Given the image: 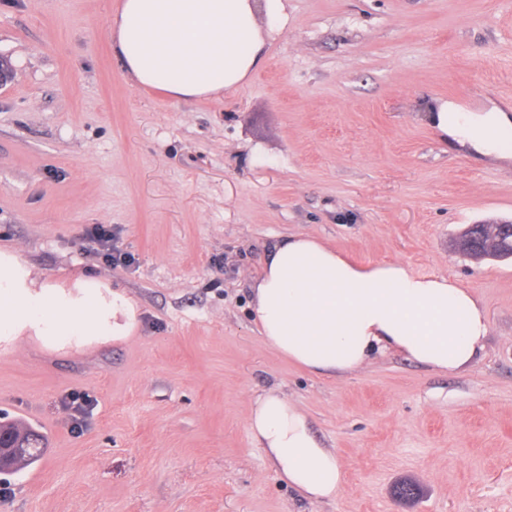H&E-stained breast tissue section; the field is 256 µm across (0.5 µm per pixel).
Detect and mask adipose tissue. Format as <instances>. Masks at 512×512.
<instances>
[{"label": "adipose tissue", "instance_id": "ef3b65f1", "mask_svg": "<svg viewBox=\"0 0 512 512\" xmlns=\"http://www.w3.org/2000/svg\"><path fill=\"white\" fill-rule=\"evenodd\" d=\"M280 0H119L109 22L112 53L134 83L176 100L213 98L239 88L258 68L267 13L282 26ZM430 128L443 142L512 162V111L465 112L431 105ZM263 342L301 369L344 374L377 352L395 351L430 369L472 366L488 334L475 294L455 280L421 274L400 261L360 265L309 235H290L265 253L251 285ZM134 302L94 279L36 281L18 255L0 248V342L27 334L50 345L129 336ZM279 478L316 503L336 499L343 472L287 396H259L247 418Z\"/></svg>", "mask_w": 512, "mask_h": 512}]
</instances>
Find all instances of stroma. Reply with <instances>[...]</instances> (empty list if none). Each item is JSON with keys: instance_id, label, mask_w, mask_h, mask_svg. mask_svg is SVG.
<instances>
[{"instance_id": "obj_1", "label": "stroma", "mask_w": 512, "mask_h": 512, "mask_svg": "<svg viewBox=\"0 0 512 512\" xmlns=\"http://www.w3.org/2000/svg\"><path fill=\"white\" fill-rule=\"evenodd\" d=\"M117 4L0 0V247L138 310L121 340L0 351V412L48 440L0 474V512H512V261L453 247L466 225L512 218V166L443 143L426 117L437 100L512 104V0H282L249 81L190 101L126 76ZM95 224L133 264L93 250ZM293 234L470 288L489 319L475 364L288 363L251 319L249 280ZM271 390L335 451V501L288 486L250 439ZM73 396L90 401L78 420ZM405 480L417 500L395 497Z\"/></svg>"}]
</instances>
